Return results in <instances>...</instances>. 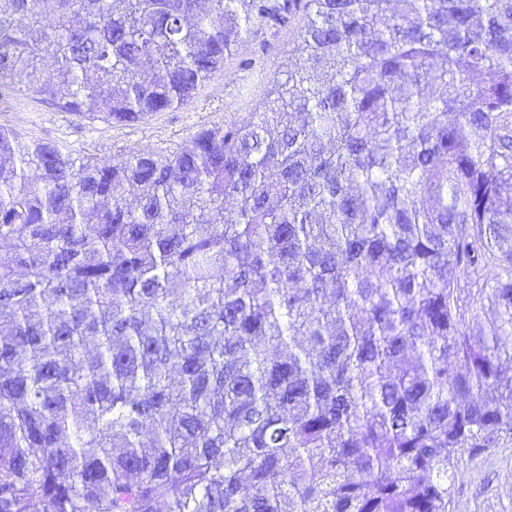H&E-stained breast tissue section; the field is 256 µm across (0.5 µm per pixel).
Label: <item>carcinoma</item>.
<instances>
[{"label": "carcinoma", "instance_id": "1", "mask_svg": "<svg viewBox=\"0 0 512 512\" xmlns=\"http://www.w3.org/2000/svg\"><path fill=\"white\" fill-rule=\"evenodd\" d=\"M298 13L189 147L0 125V512H448L512 441V0H0V98L132 123Z\"/></svg>", "mask_w": 512, "mask_h": 512}]
</instances>
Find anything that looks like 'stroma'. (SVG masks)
<instances>
[{"instance_id": "1", "label": "stroma", "mask_w": 512, "mask_h": 512, "mask_svg": "<svg viewBox=\"0 0 512 512\" xmlns=\"http://www.w3.org/2000/svg\"><path fill=\"white\" fill-rule=\"evenodd\" d=\"M301 19L283 26L257 25L236 55L187 104L131 123H107L58 111L21 93L0 101V124L24 136L64 145L73 155H92L112 164L129 152H166L188 146L201 128L221 126L260 111L274 80L286 77L296 57ZM448 512H512V442L454 459Z\"/></svg>"}]
</instances>
